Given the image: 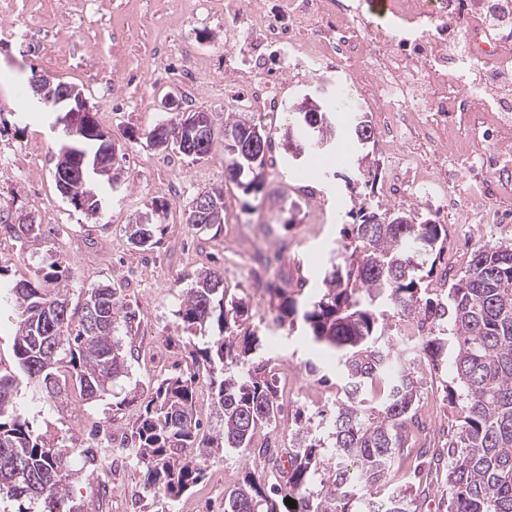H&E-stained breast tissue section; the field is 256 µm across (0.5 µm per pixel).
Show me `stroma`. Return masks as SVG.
<instances>
[{"instance_id": "obj_1", "label": "stroma", "mask_w": 512, "mask_h": 512, "mask_svg": "<svg viewBox=\"0 0 512 512\" xmlns=\"http://www.w3.org/2000/svg\"><path fill=\"white\" fill-rule=\"evenodd\" d=\"M62 12L69 16L68 25L58 23ZM22 22L36 25L40 41H0V209L41 218L39 204L49 201L61 221L43 223L41 237L32 245L0 236L4 280L32 278L36 268L55 261L71 275V301L81 300L83 289L108 284L119 289L121 302L141 321L138 332L122 340L133 359L111 394L91 403L71 399L58 409L35 404L30 417L48 438L73 436L76 475L69 491L81 512H224L226 489L242 481L245 473H265L241 452L227 448L221 458L208 461L204 481L174 505L146 492L145 469L134 457L112 469L102 483L83 451L98 443L95 426L118 436L131 433L142 390L150 381L194 371L181 342L183 323L177 310L197 273L209 268L221 269L225 288L247 305L240 332L268 334L272 344L267 354L276 371L299 372L301 386H315L322 394L318 406L296 395L285 407L274 438L289 446L299 418H313L320 408L334 407L336 373L330 357L317 351L301 328L276 326L268 288H284L298 302H307L330 267L343 228L352 222L351 210L389 205L378 184L387 166L381 144L375 141L342 152L339 179L315 178L309 204H296L298 169L284 156L276 173L265 174L260 193H244L224 173L223 145H216L209 158L196 160L147 141L148 132L168 120L161 101L179 90L191 61L205 74L194 110L245 111V92L225 70L224 0H213L203 13L197 12L195 0H0V26ZM101 67L123 76V83L104 92L91 88L85 74ZM34 68L77 86L125 155L117 190L100 195L98 218L74 208L56 187L53 158L61 129L50 114L35 111L33 97L21 91ZM272 78L287 107L272 120L273 141H281L289 110L322 83L331 90L349 86L352 105L368 113L371 121L379 119L344 65L301 72L276 60ZM19 166L31 169L30 179L16 178ZM215 187L224 191L225 221L212 234L186 224L184 211L199 192ZM459 203V211L439 219L449 234L436 267L452 279L463 274L478 247L512 241V183L494 201L499 214L495 229H485L476 219L482 200L464 193ZM146 213L160 227L161 241L150 251L135 248L129 240V224ZM255 271L263 272L266 290L253 289ZM310 360L320 366V374L306 372ZM416 467L430 484L419 512H446L447 461L420 464L411 456L400 469L409 473Z\"/></svg>"}]
</instances>
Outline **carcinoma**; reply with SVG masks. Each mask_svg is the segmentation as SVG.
I'll return each instance as SVG.
<instances>
[{
  "label": "carcinoma",
  "instance_id": "carcinoma-1",
  "mask_svg": "<svg viewBox=\"0 0 512 512\" xmlns=\"http://www.w3.org/2000/svg\"><path fill=\"white\" fill-rule=\"evenodd\" d=\"M345 110V98L338 96L317 116L299 113L284 133L283 150L305 158L307 170L337 176L317 161L336 152L338 131L346 130L361 145L374 139L366 114L334 123V114ZM224 132L244 143L256 133L262 138L264 150L254 154L224 140L230 179L247 194L259 192L272 137L243 112L226 113ZM103 137L96 118H89L75 139L79 157L62 164L65 172L76 178L87 173L83 157L116 168L117 153ZM62 165L55 164L54 175ZM192 215L190 204L185 223L200 230L224 223L222 207L198 221ZM357 216L360 223L344 231L346 242L337 249L323 290L303 311L275 290L277 321L293 323L301 316L305 336L336 359L341 384L325 434L299 426L290 448L260 439L283 407L266 338L257 331L235 333L245 313L243 299L224 289L221 272L205 270L182 294L178 310L184 331H211L193 344L196 370L149 386L130 438L149 492L176 502L202 481L205 461L221 448H234L277 468L285 483L268 484L250 473L224 495V512H350L353 503L362 504V512H417L422 491L416 482L382 498L372 489L404 456L416 423L421 379L403 353L417 352L439 365L451 339L461 414L448 441V512H512V243L478 248L442 301L423 287L422 272L434 270L429 262L443 248L445 228L395 205L372 211L362 205ZM397 217L405 222L392 223ZM0 224L15 225L25 244L40 237V225L29 214L0 212ZM131 231L142 235L131 239L138 247L158 244L153 224H133ZM69 295L68 276L56 262L0 294V303L14 304L15 311V364L11 370L0 365V501L15 503L14 512H80L67 485L71 460L59 443L34 432L29 405L57 406L62 370L85 402L102 397L128 373L127 351L116 332L121 325L127 335L139 328L136 312L109 285L87 289L75 309ZM397 319L431 328L424 335L395 336ZM203 390L220 421L216 433L205 431L197 415ZM326 454L336 460L335 468L315 492L310 484ZM287 498L296 507H288Z\"/></svg>",
  "mask_w": 512,
  "mask_h": 512
}]
</instances>
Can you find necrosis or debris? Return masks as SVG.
<instances>
[{
    "label": "necrosis or debris",
    "mask_w": 512,
    "mask_h": 512,
    "mask_svg": "<svg viewBox=\"0 0 512 512\" xmlns=\"http://www.w3.org/2000/svg\"><path fill=\"white\" fill-rule=\"evenodd\" d=\"M491 0H390L386 26L373 24L348 0H224V14L235 24L226 32L225 44L245 55L258 46L277 47L284 60L299 64L345 63L377 105L389 117L382 143L388 148L396 179L385 185L390 196L411 197L426 189L429 202L446 207L453 192L448 163L467 155L471 164L486 168L489 178L469 186L470 195L489 197L491 179L512 175V153L486 154L481 142L494 137L512 141V80L491 82L482 72L487 61L501 58L512 45V15L497 30L469 27L460 35L464 52L448 48L450 18L485 16ZM264 61H255L242 74L251 85L253 108L266 118L284 104L267 74ZM471 113V143H449L440 150L438 170L423 168L416 152L402 148L407 129L418 114H425L431 129L445 135L458 113Z\"/></svg>",
    "instance_id": "1"
}]
</instances>
